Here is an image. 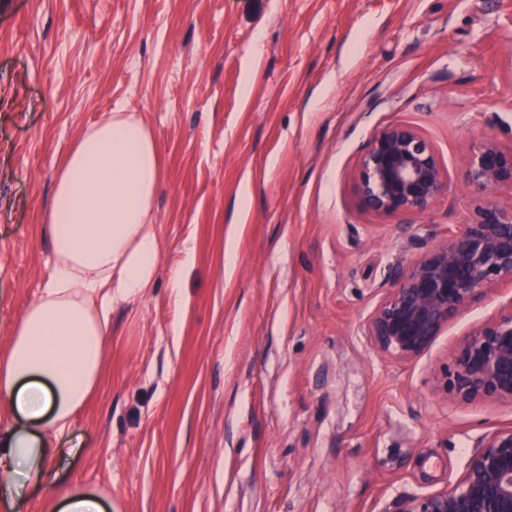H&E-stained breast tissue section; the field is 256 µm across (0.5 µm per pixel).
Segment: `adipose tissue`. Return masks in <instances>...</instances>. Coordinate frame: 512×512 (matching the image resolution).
<instances>
[{
    "mask_svg": "<svg viewBox=\"0 0 512 512\" xmlns=\"http://www.w3.org/2000/svg\"><path fill=\"white\" fill-rule=\"evenodd\" d=\"M163 177L151 129L120 107L83 131L57 174L53 271L0 352V481L13 512L31 487L58 486L52 460L100 384L112 307L155 280L164 245L152 214Z\"/></svg>",
    "mask_w": 512,
    "mask_h": 512,
    "instance_id": "1",
    "label": "adipose tissue"
}]
</instances>
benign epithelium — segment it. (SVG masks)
<instances>
[{"mask_svg":"<svg viewBox=\"0 0 512 512\" xmlns=\"http://www.w3.org/2000/svg\"><path fill=\"white\" fill-rule=\"evenodd\" d=\"M468 185L479 195L474 217L395 270L392 288L365 324L379 355L409 360L432 345L450 322L512 281V204L493 198L512 189V146L491 137L464 158ZM360 207L378 217L420 214L448 193V175L428 136L409 124L379 130L360 157ZM440 388L460 402H512V310L471 328L455 350ZM482 450L444 490L400 498L390 512H512V426L481 439Z\"/></svg>","mask_w":512,"mask_h":512,"instance_id":"obj_1","label":"benign epithelium"}]
</instances>
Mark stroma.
Returning <instances> with one entry per match:
<instances>
[{
  "label": "stroma",
  "instance_id": "1",
  "mask_svg": "<svg viewBox=\"0 0 512 512\" xmlns=\"http://www.w3.org/2000/svg\"><path fill=\"white\" fill-rule=\"evenodd\" d=\"M118 105L159 147L166 249L112 309L53 460L72 483L112 512H390L512 425L511 402L439 388L512 282L413 359L364 335L396 266L472 217L469 145H512V0H0V352L53 269L56 172ZM398 123L432 140L448 193L377 217L355 173Z\"/></svg>",
  "mask_w": 512,
  "mask_h": 512
}]
</instances>
